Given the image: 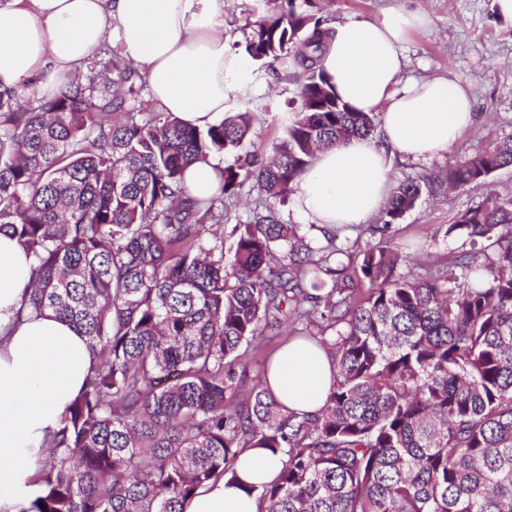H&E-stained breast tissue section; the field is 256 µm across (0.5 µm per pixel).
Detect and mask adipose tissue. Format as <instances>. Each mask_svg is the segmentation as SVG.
Wrapping results in <instances>:
<instances>
[{
  "instance_id": "1",
  "label": "adipose tissue",
  "mask_w": 512,
  "mask_h": 512,
  "mask_svg": "<svg viewBox=\"0 0 512 512\" xmlns=\"http://www.w3.org/2000/svg\"><path fill=\"white\" fill-rule=\"evenodd\" d=\"M223 11L224 0H5L0 87L53 94L75 62L115 38L124 58L142 69L159 111L207 128L243 93L250 66L224 38ZM427 22L413 11L334 25L319 65L352 109L381 113L382 135L317 152L293 195L306 221L365 223L390 196L393 156H433L474 126V100L458 78L400 81L402 44ZM32 264L0 234V512L37 496L40 444L58 430L96 361L86 337L51 310L23 311ZM269 382L286 407L313 412L331 385L332 366L322 349L293 341L275 354ZM280 468L269 452L247 450L236 482L199 490L184 512H257L243 484L270 482Z\"/></svg>"
}]
</instances>
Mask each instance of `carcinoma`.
<instances>
[{
    "label": "carcinoma",
    "mask_w": 512,
    "mask_h": 512,
    "mask_svg": "<svg viewBox=\"0 0 512 512\" xmlns=\"http://www.w3.org/2000/svg\"><path fill=\"white\" fill-rule=\"evenodd\" d=\"M294 0H263L245 50L282 67L296 111L267 164L215 165L207 199L187 168L234 151L243 112L206 129L133 112L135 73L93 56L51 97L0 91V233L33 257L28 305L53 310L98 363L59 431L41 443L42 493L17 512H184L197 491L237 479L249 448L281 461L244 491L258 512H512V197L491 196L446 236L471 251L450 268L398 271L387 245L363 251L358 300L336 268L339 232L312 248L268 201L285 200L316 152L374 135L319 66L329 31ZM512 166V140L448 166L463 187ZM263 211L231 230L224 198L244 184ZM428 179L397 181L383 233ZM508 231H503V228ZM328 355L316 413L287 409L245 360L285 324Z\"/></svg>",
    "instance_id": "1"
}]
</instances>
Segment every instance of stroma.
Listing matches in <instances>:
<instances>
[{
    "instance_id": "35a3bbf8",
    "label": "stroma",
    "mask_w": 512,
    "mask_h": 512,
    "mask_svg": "<svg viewBox=\"0 0 512 512\" xmlns=\"http://www.w3.org/2000/svg\"><path fill=\"white\" fill-rule=\"evenodd\" d=\"M259 4L260 0H224V36L236 52L244 50V28ZM413 10L425 13L429 22L412 31L404 45L402 81L457 77L473 95L477 121L438 156L419 161L395 158L391 170L395 179L406 173L437 177L460 156L512 138V25L496 18L493 0H315L313 7L316 15L332 24ZM294 97V86L277 80L271 68L252 64L248 90L231 106L235 112H250V138L238 156H224V163L235 158L266 160L294 110ZM492 194L512 196V167L494 172L479 184L424 189L414 208L387 234L377 232L380 218L372 216L360 229L339 236L341 253L336 261L344 265L359 261L362 251L384 241L395 250L411 253L420 265L449 262L470 245L466 239L444 236V229Z\"/></svg>"
}]
</instances>
